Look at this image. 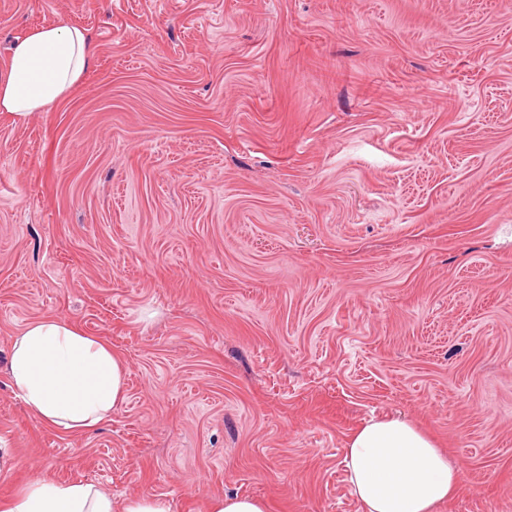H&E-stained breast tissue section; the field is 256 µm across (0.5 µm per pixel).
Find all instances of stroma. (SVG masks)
<instances>
[{
    "mask_svg": "<svg viewBox=\"0 0 512 512\" xmlns=\"http://www.w3.org/2000/svg\"><path fill=\"white\" fill-rule=\"evenodd\" d=\"M96 61L0 115V503L37 479L208 512H360L343 448L401 416L512 512V0H0ZM111 344L97 430L26 410L13 338ZM209 512H266V505L261 499L224 494L216 498L210 505Z\"/></svg>",
    "mask_w": 512,
    "mask_h": 512,
    "instance_id": "obj_1",
    "label": "stroma"
}]
</instances>
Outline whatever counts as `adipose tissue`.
<instances>
[{"label":"adipose tissue","mask_w":512,"mask_h":512,"mask_svg":"<svg viewBox=\"0 0 512 512\" xmlns=\"http://www.w3.org/2000/svg\"><path fill=\"white\" fill-rule=\"evenodd\" d=\"M86 31L69 25L31 30L17 39L0 75V112L23 118L54 105L93 64ZM8 378L27 410L60 431L91 430L126 399L122 359L103 340L61 318L25 325L15 337ZM348 483L362 512H436L455 495L462 474L433 440L399 417L373 419L344 448ZM0 512H171L162 496L125 501L85 482L38 480Z\"/></svg>","instance_id":"1"}]
</instances>
